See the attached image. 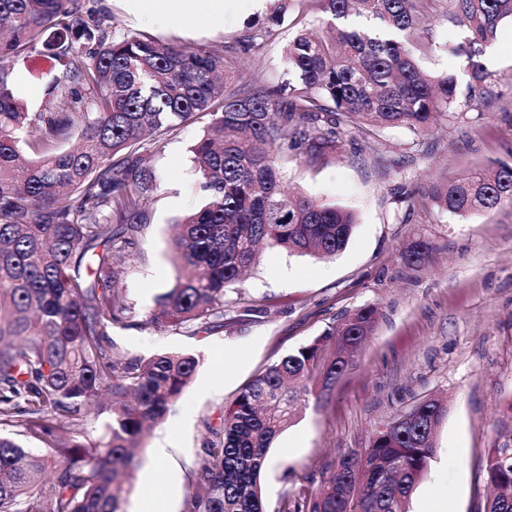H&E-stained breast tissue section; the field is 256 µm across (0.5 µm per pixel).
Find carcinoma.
<instances>
[{
  "label": "carcinoma",
  "mask_w": 512,
  "mask_h": 512,
  "mask_svg": "<svg viewBox=\"0 0 512 512\" xmlns=\"http://www.w3.org/2000/svg\"><path fill=\"white\" fill-rule=\"evenodd\" d=\"M431 0H301L299 23L327 16V34L288 44L295 81L270 90L243 76L234 48L186 47L147 32L116 34L112 17L85 0H0V512H124L145 431L160 424L198 365L191 354L141 360L118 350L112 328L133 318L117 283L128 273L147 203L157 192L151 158L181 126L209 118L191 146L204 204L173 225L177 276L146 325L193 334L248 321L228 309L262 245L315 258L342 252L354 213L306 196L288 199L276 154L284 144L333 149L354 129L420 133L457 111L459 84L425 75L416 53ZM465 23L459 45L469 96L487 87L480 60L512 0H452ZM276 12L247 27L240 43L276 38ZM51 51L59 76L31 112L15 95L8 63ZM437 207L467 217L512 204V167L479 169L431 189ZM420 240L402 254L419 265ZM378 311L356 309L249 382L224 411L201 462L186 512H268L267 455L298 401L331 395L373 335ZM104 416L91 432L88 414ZM447 413L438 398L395 412L368 448L341 459L317 487L280 512H408ZM35 438L33 453L19 437ZM493 488L484 512H512V448L486 463ZM49 490H43L45 481Z\"/></svg>",
  "instance_id": "obj_1"
}]
</instances>
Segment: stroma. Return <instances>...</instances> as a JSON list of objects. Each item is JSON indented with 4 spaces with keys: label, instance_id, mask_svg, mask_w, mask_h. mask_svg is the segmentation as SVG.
I'll use <instances>...</instances> for the list:
<instances>
[{
    "label": "stroma",
    "instance_id": "1",
    "mask_svg": "<svg viewBox=\"0 0 512 512\" xmlns=\"http://www.w3.org/2000/svg\"><path fill=\"white\" fill-rule=\"evenodd\" d=\"M90 4L111 10L118 33L147 32L162 40L177 37L186 46L215 47L232 44L275 8L273 0H260L257 10L228 11L220 20L176 11L156 22L144 18L135 0ZM297 14V6H287L273 42L239 50L245 74L270 88L287 78L285 50L298 31ZM420 33L436 45L419 56L422 70L451 72L467 83L454 51L465 31L451 22L448 0H433ZM494 45L496 55L482 57L494 93L483 111L448 113L426 135L405 128L354 131L338 151L282 147L277 161L284 187L353 211L357 225L347 248L330 259L265 248L241 288L225 296L230 306L262 309L249 323L197 335L144 323L176 275L169 224L205 199L189 153L203 121L169 137L153 161L158 190L150 222L118 284L135 315L131 326L113 329L112 340L135 357L183 352L194 355L198 366L165 422L145 437L125 512H134L149 491L156 494L157 512H185L211 431L241 388L344 314L367 305L377 307L380 318L355 364L328 401L299 406L270 451L269 512L320 482L345 454L367 448L376 428L396 411L428 397L445 399L448 411L409 512H483L486 460L495 449L512 448V206L454 217L437 209L430 192L477 166H512L511 24L500 28ZM11 69L17 96L29 111L40 109L57 73L51 59L24 55ZM420 239L431 249L412 269L402 253Z\"/></svg>",
    "mask_w": 512,
    "mask_h": 512
}]
</instances>
